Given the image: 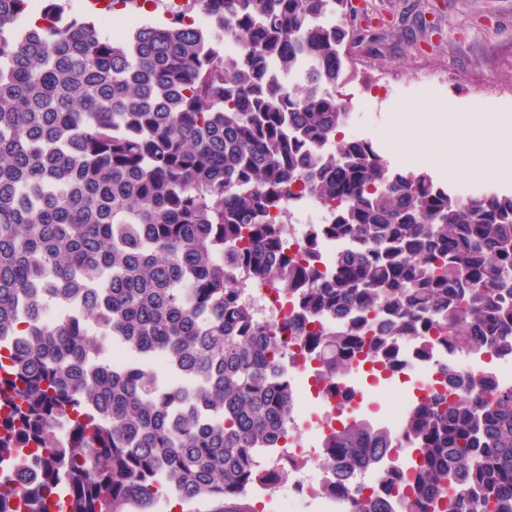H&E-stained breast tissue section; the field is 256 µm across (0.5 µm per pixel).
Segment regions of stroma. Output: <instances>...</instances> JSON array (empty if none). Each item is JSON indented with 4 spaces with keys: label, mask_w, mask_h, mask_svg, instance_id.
I'll list each match as a JSON object with an SVG mask.
<instances>
[{
    "label": "stroma",
    "mask_w": 512,
    "mask_h": 512,
    "mask_svg": "<svg viewBox=\"0 0 512 512\" xmlns=\"http://www.w3.org/2000/svg\"><path fill=\"white\" fill-rule=\"evenodd\" d=\"M367 32L346 90L371 99L373 145L444 185L472 182L512 194V159L486 149L512 136V0H360Z\"/></svg>",
    "instance_id": "35a3bbf8"
}]
</instances>
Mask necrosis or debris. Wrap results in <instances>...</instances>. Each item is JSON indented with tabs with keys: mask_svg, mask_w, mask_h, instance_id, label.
Instances as JSON below:
<instances>
[{
	"mask_svg": "<svg viewBox=\"0 0 512 512\" xmlns=\"http://www.w3.org/2000/svg\"><path fill=\"white\" fill-rule=\"evenodd\" d=\"M330 222L327 209L311 197H304L291 207L285 239L288 253L302 258V244L317 238L324 264H331L337 255L353 249L350 239L324 236L323 230ZM244 295L253 305L260 322L278 328L282 361L293 387L295 400L291 408L293 424L308 423V439L289 441L284 456L266 458L261 462L260 479L254 486L253 498L257 506L273 505L275 512H354L351 497L326 495L325 486L332 480L325 470L310 474L306 471L309 458L308 442H320L336 425V400L324 396L316 384L320 367L310 355L303 341L295 334L291 324L299 319L294 295L268 288L261 283L250 284ZM454 365L464 372H486L495 377L499 386L512 388V357L490 353L471 355L450 349H437L430 358L419 357L413 344L397 347V365L393 372L382 373L375 385L377 392L386 391L393 377L405 379L406 389L402 402L394 409L375 406L374 412L385 427L395 435H402V420L407 410L420 398L436 389L441 379L443 365Z\"/></svg>",
	"mask_w": 512,
	"mask_h": 512,
	"instance_id": "1",
	"label": "necrosis or debris"
}]
</instances>
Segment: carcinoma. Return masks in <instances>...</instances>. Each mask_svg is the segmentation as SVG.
<instances>
[{
    "mask_svg": "<svg viewBox=\"0 0 512 512\" xmlns=\"http://www.w3.org/2000/svg\"><path fill=\"white\" fill-rule=\"evenodd\" d=\"M156 0H108L147 14ZM115 42L100 18L0 0V469L28 468L27 512H157V488L236 507L257 459L288 441L293 401L277 329L251 282L300 289L330 390L400 340L512 354V195L448 192L342 136L356 77L351 0H186ZM237 58L215 56L222 36ZM301 71L300 83L271 68ZM334 145L327 154L323 143ZM336 210V266L288 256L291 200ZM55 322L43 316L51 306ZM120 345L134 359L112 364ZM412 407L416 456L398 512H512V389L448 369ZM68 425L67 441L56 424ZM396 436L348 418L325 435L326 487L373 471Z\"/></svg>",
    "mask_w": 512,
    "mask_h": 512,
    "instance_id": "carcinoma-1",
    "label": "carcinoma"
}]
</instances>
